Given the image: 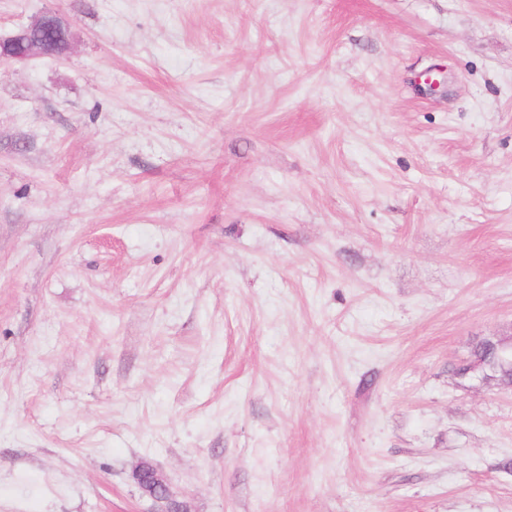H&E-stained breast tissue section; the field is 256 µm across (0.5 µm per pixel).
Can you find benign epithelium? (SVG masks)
<instances>
[{"mask_svg":"<svg viewBox=\"0 0 512 512\" xmlns=\"http://www.w3.org/2000/svg\"><path fill=\"white\" fill-rule=\"evenodd\" d=\"M72 46L69 25L49 14L15 35L0 40V58L23 60L35 55L54 56L67 53ZM154 483L141 485L142 495L158 505L155 512H189L187 503L179 501L157 468H152Z\"/></svg>","mask_w":512,"mask_h":512,"instance_id":"obj_1","label":"benign epithelium"}]
</instances>
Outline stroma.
<instances>
[{"mask_svg":"<svg viewBox=\"0 0 512 512\" xmlns=\"http://www.w3.org/2000/svg\"><path fill=\"white\" fill-rule=\"evenodd\" d=\"M0 512H512V0H0ZM448 72L442 92L422 72ZM52 32L53 40L41 43L34 40L39 32ZM72 46L71 32L68 23L56 15H46L31 26L22 28L15 35L0 40V58L23 60L35 55H62ZM153 471V485H140L138 486L143 496L151 499L158 505L159 509L154 512H189L187 503L179 501L174 496L171 488L159 472L151 463H148Z\"/></svg>","mask_w":512,"mask_h":512,"instance_id":"1","label":"stroma"}]
</instances>
